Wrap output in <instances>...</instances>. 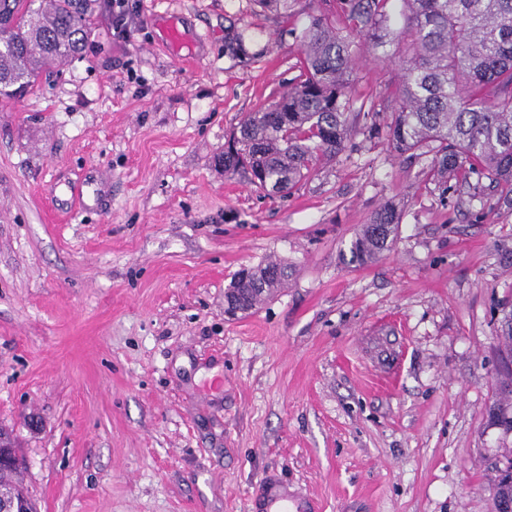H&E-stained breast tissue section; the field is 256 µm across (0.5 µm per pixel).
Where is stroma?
I'll list each match as a JSON object with an SVG mask.
<instances>
[{"instance_id": "35a3bbf8", "label": "stroma", "mask_w": 512, "mask_h": 512, "mask_svg": "<svg viewBox=\"0 0 512 512\" xmlns=\"http://www.w3.org/2000/svg\"><path fill=\"white\" fill-rule=\"evenodd\" d=\"M132 2L126 39L100 13L0 98V427L38 512H250L272 474L318 512H494L512 208L354 113L344 152L267 195L222 156L296 76L311 0ZM356 44V97L393 109L398 47ZM93 167L106 200L57 211ZM386 204L391 247L352 263ZM270 262L286 281L225 316ZM279 267H276V266ZM270 267H273L277 270L280 269L281 273L279 275H276L273 271L272 276L268 278H263L262 276H255L257 275V272H259L261 266L257 267V271L254 276H245L249 274V270L246 269L245 275H244V269L240 270L231 281L228 288H233L234 290L237 288H240V293L237 291H231L225 294L224 297V314L225 316H237L238 313H245L250 311L251 309H248L249 302L252 301L251 297L248 294H251L253 298V304L259 305L261 304L265 299L261 298L262 290H259L260 288H266V293L268 296L275 290V288H278L280 285L283 277H284V268L277 263L270 262L267 263L263 267L264 270H269ZM275 270V271H276ZM250 288H256V289H250ZM273 289V291H271ZM254 290V291H252ZM257 290V291H256ZM248 293V294H246ZM267 296V297H268ZM255 306V307H256Z\"/></svg>"}]
</instances>
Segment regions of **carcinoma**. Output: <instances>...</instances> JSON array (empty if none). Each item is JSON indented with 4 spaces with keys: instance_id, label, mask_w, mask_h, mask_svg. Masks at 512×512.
Segmentation results:
<instances>
[{
    "instance_id": "obj_1",
    "label": "carcinoma",
    "mask_w": 512,
    "mask_h": 512,
    "mask_svg": "<svg viewBox=\"0 0 512 512\" xmlns=\"http://www.w3.org/2000/svg\"><path fill=\"white\" fill-rule=\"evenodd\" d=\"M0 0V97L33 89L68 57L82 54L101 0ZM392 0H332L317 6L300 33L299 75L278 100L241 123L240 137L224 150V169L243 170L268 193L288 191L313 163L334 157L350 136L347 114L360 104L377 114L372 99L357 101L350 74L357 35L375 45L403 44L402 89L386 125L395 152L426 156L440 181L489 178L512 203V0H402L403 26L393 25ZM398 228L383 207L352 243L364 263L388 247ZM284 274L246 276L230 283L253 303L277 288ZM512 469L507 448L493 468L490 489Z\"/></svg>"
}]
</instances>
